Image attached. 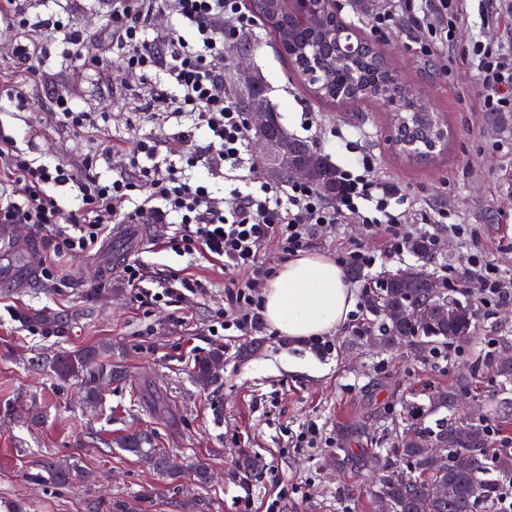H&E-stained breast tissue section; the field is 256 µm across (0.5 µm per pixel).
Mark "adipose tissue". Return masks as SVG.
<instances>
[{"label": "adipose tissue", "instance_id": "adipose-tissue-1", "mask_svg": "<svg viewBox=\"0 0 512 512\" xmlns=\"http://www.w3.org/2000/svg\"><path fill=\"white\" fill-rule=\"evenodd\" d=\"M354 304L343 268L330 257L301 252L264 291V316L281 336L299 341L340 327Z\"/></svg>", "mask_w": 512, "mask_h": 512}]
</instances>
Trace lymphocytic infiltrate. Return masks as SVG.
Instances as JSON below:
<instances>
[{
    "mask_svg": "<svg viewBox=\"0 0 512 512\" xmlns=\"http://www.w3.org/2000/svg\"><path fill=\"white\" fill-rule=\"evenodd\" d=\"M34 0H0V20L14 31H40L45 46L92 69L99 81L109 82L116 67L147 86L141 108L152 115L166 112L186 116L189 126L173 140L140 139L119 151V169L105 178L98 172L100 154L86 153L76 162L35 163L17 152L11 137L0 134V224H27L48 231L57 255L91 253L110 224L178 223L177 234L164 237L163 249L177 254L199 251L235 272L224 289L222 329L246 336L262 323V287L274 269L261 258V246L276 240L282 254L305 249L320 229L332 228L339 243L338 260L349 268L372 269L379 254H403L416 237L405 213H392L398 191L376 173L373 155L360 150L355 167H338L343 192L327 203L309 184L260 182L247 189L233 188L216 195L207 182H191L184 172L203 168L209 179L248 165L247 132L243 112L224 88L229 38L255 30L243 0H104L107 25L102 43L110 63L85 57L88 31L75 17V0H53L55 9L40 18ZM167 16L169 25L153 30L154 21ZM408 20L423 57L447 48L457 27L456 0H393L388 10L371 18L372 31ZM5 50L13 62L15 80L0 81V95L17 111H27L33 88L48 91L49 110L56 122L71 129H94L95 113L79 109L72 97L51 92L47 72L33 63L37 47L13 39ZM481 86L480 107L486 112L512 111V48L497 42L473 41L469 51ZM72 190L75 208L64 210L49 187ZM381 230L377 247L347 237V225ZM448 274L463 292L482 306L512 301V282L490 260L480 244H473ZM123 275L138 297L177 303L196 291L189 279L172 275L160 291L144 288L142 267L126 265Z\"/></svg>",
    "mask_w": 512,
    "mask_h": 512,
    "instance_id": "f902f5d3",
    "label": "lymphocytic infiltrate"
}]
</instances>
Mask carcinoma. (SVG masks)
Listing matches in <instances>:
<instances>
[{"instance_id":"cac0c4a2","label":"carcinoma","mask_w":512,"mask_h":512,"mask_svg":"<svg viewBox=\"0 0 512 512\" xmlns=\"http://www.w3.org/2000/svg\"><path fill=\"white\" fill-rule=\"evenodd\" d=\"M250 7L274 36H279L286 20L269 16L261 0H250ZM336 28L341 30V44L352 43L359 50L348 62L342 61L338 53H326L322 81L313 88L314 95L327 102L378 101L395 96L406 108L401 149L415 160H427L444 150L446 133L436 116L415 107L417 97L396 75L381 71V56L361 46L363 39L350 27L338 21ZM284 147L294 161L310 165L309 183L325 198L336 200L342 190L336 167L304 140L290 136ZM435 247V241L425 237L415 238L409 245L422 257L430 256ZM363 298L373 319L358 328L355 335L360 337L375 330L376 340L386 348H433L466 341L476 331L478 311L474 304L448 298L439 283L416 267L364 284ZM401 308L409 311V319L391 317V311ZM33 320L47 330L59 331L63 327L62 319L44 311L35 313ZM511 350L512 339L506 337L483 361V366L506 385L512 383ZM222 356L217 350L199 357L193 368L194 381L204 387L218 383ZM50 369L61 380L88 377L82 400L90 405L100 400V385L112 381V372L96 368L90 352L61 353L52 360ZM468 384L469 379L464 377L454 387L438 388L428 393L425 403L399 400L402 433L394 455L378 458L374 464L378 471L372 493L375 512H478L481 503L488 508L493 505L500 481L512 474V455L490 453L493 440L484 416L459 414L458 406ZM441 412L445 416L436 419L435 426L427 425L429 417ZM118 444L157 471L168 470L166 454L154 447L153 435H124L118 438ZM433 445L445 450L446 466L435 465L429 456L427 448ZM458 455L469 458L467 470L455 467L454 458Z\"/></svg>"}]
</instances>
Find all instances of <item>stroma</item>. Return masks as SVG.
Returning <instances> with one entry per match:
<instances>
[{
  "label": "stroma",
  "instance_id": "1",
  "mask_svg": "<svg viewBox=\"0 0 512 512\" xmlns=\"http://www.w3.org/2000/svg\"><path fill=\"white\" fill-rule=\"evenodd\" d=\"M386 6V0H336L338 17L370 39L447 124L449 147L436 159L418 162L399 154L390 137L392 114L382 104L337 106L314 99L265 26L251 38L250 66L288 134L308 141L336 166L355 160L345 140L362 141L376 156L379 176L401 192L396 211H409L417 221L448 205L456 222L476 228L489 257L512 279V123L472 108L480 88L471 59L462 53L475 39L512 45V19L483 25L491 0H460L461 21L448 48L452 72L444 75L417 52L406 26L371 32V15ZM37 62L79 108L103 117L105 130L67 129L41 108L21 117L0 99V131L27 158L75 159L101 150L106 140L129 148L145 134L166 140L179 130L162 116L145 122L138 88L123 72H113L105 90L58 54L38 55ZM145 230L146 247L132 259L144 267L147 287L157 288L176 272L200 282L195 295L173 306L140 300L121 271L99 268L98 254L55 258L48 232L24 224L0 229V505L15 504L21 512H265L277 498L283 512H372L371 461L397 441L395 397L422 402L464 375L472 378L474 403L491 408L505 396L504 386L482 366L480 339L512 337V303L481 309L463 357L434 370L420 365L419 348L375 346L355 337L348 321L327 333L332 348L326 352L307 340L288 345L267 325L249 336L216 335L210 327L224 311L223 265L199 252L180 256L162 249L175 225L149 224ZM29 240L37 266L54 261L57 281L40 275L17 280L23 266L17 254ZM465 247V239H444L426 259L410 251L384 255L351 285L358 291L383 272L411 266L439 280ZM41 310L60 317L63 330L32 322ZM217 348L224 353L222 381L200 388L191 379L195 361ZM89 349L97 351L98 366L119 373L102 385L93 408L79 403L84 378L62 381L48 368L58 352ZM290 359L305 362L308 372H288ZM310 422L333 440L332 448H293V436ZM140 431L152 433L178 462L175 476L118 448V436ZM243 451L263 462L260 476L237 467ZM53 460L72 466L68 483L49 476L44 464ZM198 462L212 473L203 485L193 478Z\"/></svg>",
  "mask_w": 512,
  "mask_h": 512
}]
</instances>
